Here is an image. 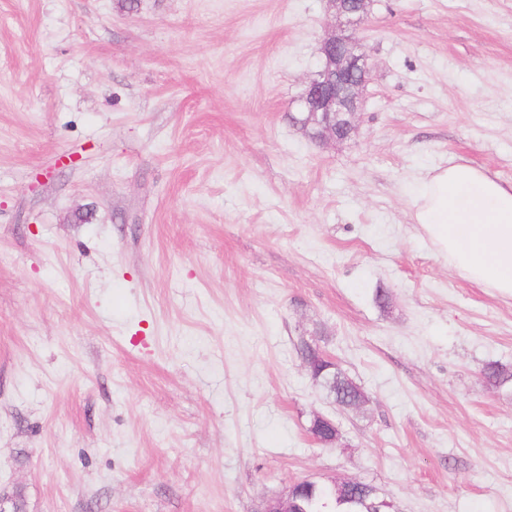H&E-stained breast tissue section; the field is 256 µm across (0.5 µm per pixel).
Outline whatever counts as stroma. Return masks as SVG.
I'll return each instance as SVG.
<instances>
[{
	"mask_svg": "<svg viewBox=\"0 0 512 512\" xmlns=\"http://www.w3.org/2000/svg\"><path fill=\"white\" fill-rule=\"evenodd\" d=\"M330 25L325 0H0V491L28 512H260L303 479L512 512V384L482 375L512 367V298L414 218L436 167L512 183V0H373L366 104L322 145L293 118ZM483 377L488 385L500 388L512 382V368L496 361L488 362L483 368ZM313 382L315 381L321 388H323L329 396H332L334 401L341 406H348L351 403H358V408L361 401L367 400L368 397L365 391L357 385L352 378H350L340 367L336 369L333 374L324 373L319 375L315 373L311 376Z\"/></svg>",
	"mask_w": 512,
	"mask_h": 512,
	"instance_id": "1",
	"label": "stroma"
}]
</instances>
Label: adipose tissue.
Here are the masks:
<instances>
[{"label":"adipose tissue","mask_w":512,"mask_h":512,"mask_svg":"<svg viewBox=\"0 0 512 512\" xmlns=\"http://www.w3.org/2000/svg\"><path fill=\"white\" fill-rule=\"evenodd\" d=\"M415 220L449 266L512 298V183L461 165L436 168L415 201Z\"/></svg>","instance_id":"obj_1"}]
</instances>
